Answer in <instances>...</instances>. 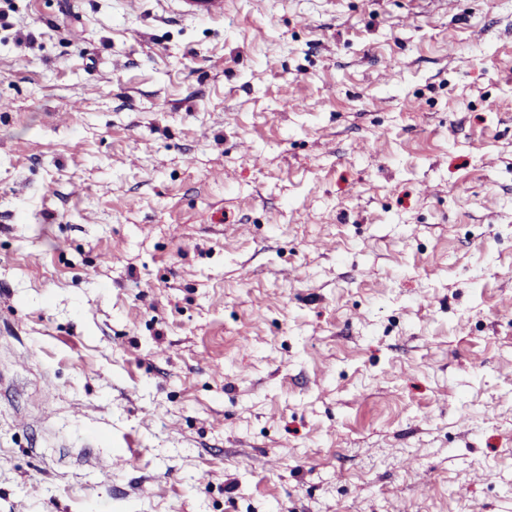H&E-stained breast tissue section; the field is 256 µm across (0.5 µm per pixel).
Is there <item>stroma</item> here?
I'll return each instance as SVG.
<instances>
[{
	"label": "stroma",
	"instance_id": "35a3bbf8",
	"mask_svg": "<svg viewBox=\"0 0 512 512\" xmlns=\"http://www.w3.org/2000/svg\"><path fill=\"white\" fill-rule=\"evenodd\" d=\"M0 512H512V0H0Z\"/></svg>",
	"mask_w": 512,
	"mask_h": 512
}]
</instances>
